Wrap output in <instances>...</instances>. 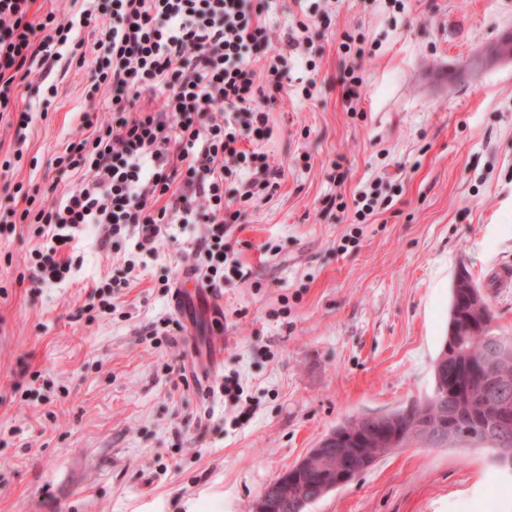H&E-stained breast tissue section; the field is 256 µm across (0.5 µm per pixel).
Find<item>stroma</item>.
Instances as JSON below:
<instances>
[{
	"label": "stroma",
	"mask_w": 512,
	"mask_h": 512,
	"mask_svg": "<svg viewBox=\"0 0 512 512\" xmlns=\"http://www.w3.org/2000/svg\"><path fill=\"white\" fill-rule=\"evenodd\" d=\"M311 5L330 21L288 57L262 145L283 177L232 227L242 273L224 279L218 322L162 333L176 313L160 278L195 263L204 225H173L153 255L89 226L66 247L68 278L37 288L23 279L34 225L0 226V512H248L341 422L430 394L458 273L512 336V288L496 279L512 268V58L480 62L512 32V0H273L266 22L286 37ZM347 33L366 50L353 107ZM88 76L60 63L58 95L32 93L28 150L0 166V199L20 182L51 202L77 182L56 158L81 114L105 109ZM374 188L380 206L354 225V199ZM109 280L111 313L82 314ZM204 339L239 400L184 381ZM500 483L512 474L475 444L416 446L308 512H480L490 499L512 512Z\"/></svg>",
	"instance_id": "1"
}]
</instances>
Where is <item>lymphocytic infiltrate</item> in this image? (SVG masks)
Instances as JSON below:
<instances>
[{"instance_id": "lymphocytic-infiltrate-1", "label": "lymphocytic infiltrate", "mask_w": 512, "mask_h": 512, "mask_svg": "<svg viewBox=\"0 0 512 512\" xmlns=\"http://www.w3.org/2000/svg\"><path fill=\"white\" fill-rule=\"evenodd\" d=\"M36 2L0 0V119L13 113L28 126L24 90L62 60L91 65L87 95L107 91L111 105L102 121L82 113L80 134L58 156L62 170L81 175L61 199L14 187L21 223L42 239L29 257L31 283L66 278L73 259L62 249L87 225H105L111 242L137 229L138 249L153 254L169 225L203 220V283L220 288L225 272L241 271L227 238L242 206L273 196L281 175L267 153L241 147L270 137L268 113L288 72L264 22L269 0H82L78 16L62 19L34 15ZM146 91L157 107L139 106Z\"/></svg>"}]
</instances>
